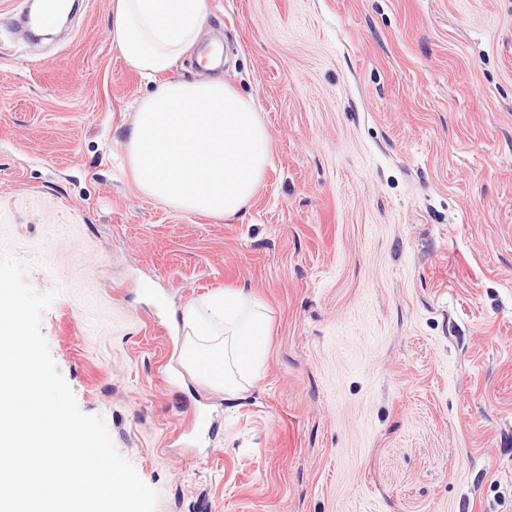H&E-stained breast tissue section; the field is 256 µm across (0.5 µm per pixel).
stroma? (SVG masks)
Listing matches in <instances>:
<instances>
[{"label": "stroma", "mask_w": 512, "mask_h": 512, "mask_svg": "<svg viewBox=\"0 0 512 512\" xmlns=\"http://www.w3.org/2000/svg\"><path fill=\"white\" fill-rule=\"evenodd\" d=\"M30 6L0 0V236L155 512H512V0H209L272 141L228 221L129 176L151 85L112 0L35 43ZM244 285L269 360L228 413L177 320Z\"/></svg>", "instance_id": "obj_1"}]
</instances>
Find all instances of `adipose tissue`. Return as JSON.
I'll list each match as a JSON object with an SVG mask.
<instances>
[{
    "mask_svg": "<svg viewBox=\"0 0 512 512\" xmlns=\"http://www.w3.org/2000/svg\"><path fill=\"white\" fill-rule=\"evenodd\" d=\"M207 15L208 0H113L120 53L154 83L136 105L125 160L145 195L180 211L231 219L256 195L271 160L255 100L221 79L155 80L195 46ZM181 322L184 367L236 409L265 372L266 307L246 289H227L188 304Z\"/></svg>",
    "mask_w": 512,
    "mask_h": 512,
    "instance_id": "adipose-tissue-1",
    "label": "adipose tissue"
}]
</instances>
